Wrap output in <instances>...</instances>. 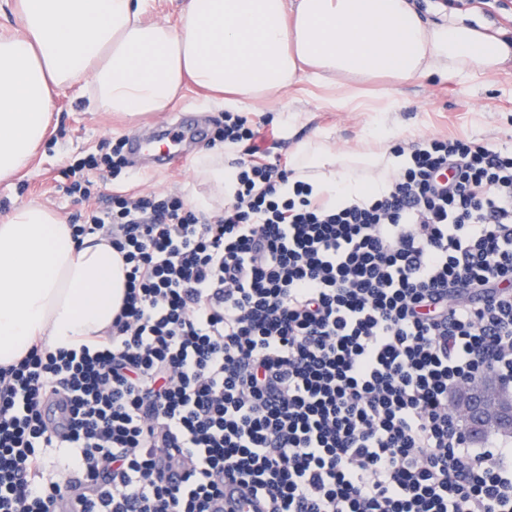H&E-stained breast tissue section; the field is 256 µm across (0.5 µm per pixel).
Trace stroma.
Listing matches in <instances>:
<instances>
[{"label": "stroma", "mask_w": 512, "mask_h": 512, "mask_svg": "<svg viewBox=\"0 0 512 512\" xmlns=\"http://www.w3.org/2000/svg\"><path fill=\"white\" fill-rule=\"evenodd\" d=\"M320 89L308 83L289 88L282 101L249 112L258 126L281 130L280 138H266L262 150L270 157L291 161L296 145L304 140L325 136L329 146L346 153L370 146L367 131L376 119L375 113L336 110L320 106ZM203 93L186 84L182 96L167 112L142 120L130 127L109 112L92 111L80 85H73L56 95L50 113L46 138L31 166L11 179L0 181V206L14 207L24 202H38L66 219L86 210V203L68 197L63 191V169L74 158L95 151L106 140L145 134L156 128L177 124L184 113L196 114L207 129L192 154L215 148L218 131L224 126L220 110H196ZM398 98V114L415 140L432 137L477 138L499 147L512 146V74L496 79L476 74L466 81L444 79L413 82L402 86ZM298 114L292 131H285L279 113ZM114 190L128 193H164L190 198L199 183L192 164L181 170L125 168L113 181Z\"/></svg>", "instance_id": "35a3bbf8"}]
</instances>
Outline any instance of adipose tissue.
Instances as JSON below:
<instances>
[{
    "label": "adipose tissue",
    "mask_w": 512,
    "mask_h": 512,
    "mask_svg": "<svg viewBox=\"0 0 512 512\" xmlns=\"http://www.w3.org/2000/svg\"><path fill=\"white\" fill-rule=\"evenodd\" d=\"M149 0H12L19 21L0 35V179L28 168L43 143L54 93L90 77L92 104L130 120L165 111L186 82L213 91L212 107L274 105L309 80L329 103L359 104L383 79L372 149L341 157L298 145L292 167L315 196L341 204L388 191L407 161L390 114L399 86L435 78H489L512 66V35L483 25L432 22L413 0H184L178 25L147 23ZM223 146L194 170L216 196L237 184ZM125 265L108 240L76 242L67 220L22 204L0 220V367L33 345L76 349L106 335L125 295Z\"/></svg>",
    "instance_id": "obj_1"
}]
</instances>
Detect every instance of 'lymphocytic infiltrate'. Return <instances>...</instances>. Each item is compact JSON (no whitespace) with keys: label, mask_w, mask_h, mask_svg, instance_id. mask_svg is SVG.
<instances>
[{"label":"lymphocytic infiltrate","mask_w":512,"mask_h":512,"mask_svg":"<svg viewBox=\"0 0 512 512\" xmlns=\"http://www.w3.org/2000/svg\"><path fill=\"white\" fill-rule=\"evenodd\" d=\"M125 145L65 193L100 195ZM394 151L387 193L333 208L252 157L216 217L162 193L86 212L124 302L100 342L0 367V512H512V448H471L448 407L512 386V148Z\"/></svg>","instance_id":"obj_1"}]
</instances>
